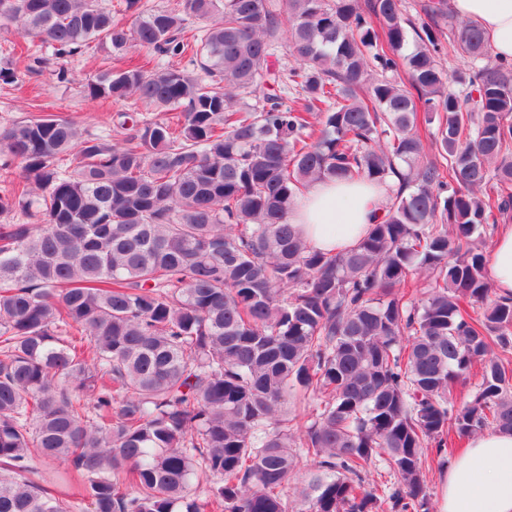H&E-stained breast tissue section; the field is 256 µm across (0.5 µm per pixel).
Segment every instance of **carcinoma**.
<instances>
[{"instance_id": "1", "label": "carcinoma", "mask_w": 512, "mask_h": 512, "mask_svg": "<svg viewBox=\"0 0 512 512\" xmlns=\"http://www.w3.org/2000/svg\"><path fill=\"white\" fill-rule=\"evenodd\" d=\"M425 15L418 32L403 0H0V31L51 47L60 83L92 43L147 51L84 92L157 111L118 113L115 144L54 116L0 129V217L21 218L0 224V512H429L428 448L512 433V297L474 245L512 219V67L473 23L440 42L448 0ZM45 64L13 57L0 81ZM362 178L397 182L380 218L308 247L296 199ZM476 362L475 394L448 400ZM33 448L64 470L30 467Z\"/></svg>"}]
</instances>
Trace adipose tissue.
Wrapping results in <instances>:
<instances>
[{
    "instance_id": "1",
    "label": "adipose tissue",
    "mask_w": 512,
    "mask_h": 512,
    "mask_svg": "<svg viewBox=\"0 0 512 512\" xmlns=\"http://www.w3.org/2000/svg\"><path fill=\"white\" fill-rule=\"evenodd\" d=\"M454 13L477 23L494 56L512 63V0H451ZM385 189L372 182L313 183L288 215L303 240L321 252L353 245L374 223ZM497 295L512 296V227L487 254ZM440 512H512V433L482 431L449 467Z\"/></svg>"
}]
</instances>
